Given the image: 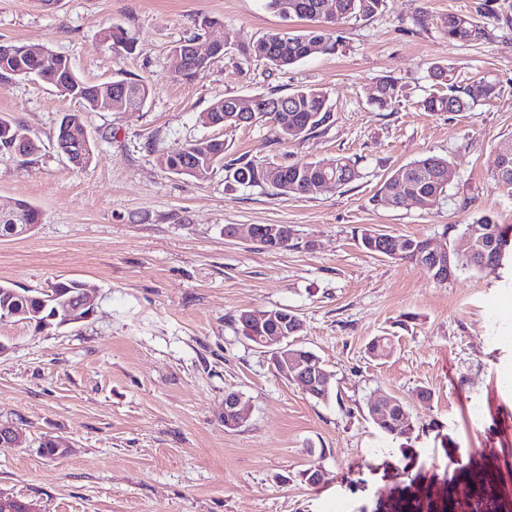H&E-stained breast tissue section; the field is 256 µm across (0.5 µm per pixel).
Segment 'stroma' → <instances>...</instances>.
Returning a JSON list of instances; mask_svg holds the SVG:
<instances>
[{"instance_id": "35a3bbf8", "label": "stroma", "mask_w": 512, "mask_h": 512, "mask_svg": "<svg viewBox=\"0 0 512 512\" xmlns=\"http://www.w3.org/2000/svg\"><path fill=\"white\" fill-rule=\"evenodd\" d=\"M451 13L485 22V38L449 40ZM205 17V37L238 45L305 26L265 0H0V40L60 53L91 81L152 88L142 110L85 114L94 157L78 169L56 147L78 101L31 78L0 82V116L40 142L31 157L0 151V204L23 199L43 215L29 236L0 239V284L95 287L84 322L38 331L0 321V424L25 435L0 447V495L36 512H512V386L502 380L512 370V249L495 270L439 284L360 244L367 228L439 246L483 213L512 227V197L493 177L497 152L512 145V0H385L375 16L340 25L334 52L288 71L235 51L186 80L173 50ZM109 22L136 39L134 54L102 43ZM436 63L454 67L459 84L483 78L500 92L464 112L424 111ZM381 75L404 93L383 112L367 101ZM310 86L328 94L334 121L300 142L278 140L264 120L221 130L200 120L227 96ZM215 135L231 158L346 156L361 177L283 196L227 183L219 167L197 180L161 164L163 152ZM427 155L450 163L449 201L428 212L375 201L388 172ZM231 224H286L293 241L268 250L225 236ZM279 307L296 313L298 346L331 372V399L281 378L238 332L240 311ZM377 336L392 338L390 358L368 356ZM230 391L250 409L232 429L220 420ZM380 394L406 402L410 438H386L369 418ZM50 436L71 453L44 457ZM317 468L325 483H304L302 471Z\"/></svg>"}]
</instances>
